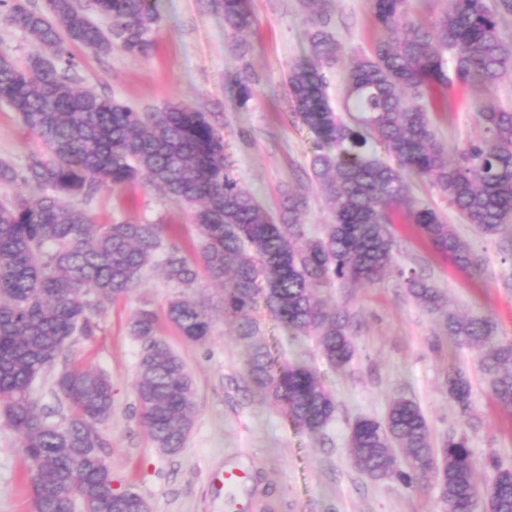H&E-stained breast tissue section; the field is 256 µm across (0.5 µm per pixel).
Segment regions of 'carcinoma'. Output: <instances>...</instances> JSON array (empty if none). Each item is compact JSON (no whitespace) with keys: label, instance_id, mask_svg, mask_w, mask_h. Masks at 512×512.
Wrapping results in <instances>:
<instances>
[{"label":"carcinoma","instance_id":"cac0c4a2","mask_svg":"<svg viewBox=\"0 0 512 512\" xmlns=\"http://www.w3.org/2000/svg\"><path fill=\"white\" fill-rule=\"evenodd\" d=\"M301 0L309 61L287 74L295 115L315 134L313 179L332 216L318 236L298 221L305 199L282 197L279 211L264 208L230 172L219 116L182 102L157 112L72 86L74 58L67 45L99 55L119 49L138 58L150 53L160 17L151 0H46L43 11L26 0H0V17L30 36L46 55L18 65L0 54V101L22 124L39 132L48 153L34 155L23 172L0 161V181L18 179L42 189L26 198L0 200V416L21 437L30 465L32 512H112V473L103 467L112 419V385L101 372L70 363L72 341L94 335L98 301L137 288L144 271L159 263L178 288H191L198 270L176 247L164 249L157 224H97L76 200L104 186L140 180L160 188L191 213L204 271L225 283L222 309L247 314L259 303L291 330L314 338L336 369L355 353L349 320L316 299L332 280L374 282L396 269L393 210L407 203L410 175L428 179L468 223L488 238L512 245V110L476 107L481 135L448 159L436 137L426 102L457 85L491 91L512 80V41L500 19L512 0H450L428 24L410 12V0H371L385 33L344 77V95L333 106L326 71L339 60L325 3ZM224 28L237 33L252 22L249 0H220ZM108 20L100 26L94 16ZM239 107L253 99V83L234 81ZM380 146L394 159L375 153ZM419 233L463 269L480 270L469 243L430 208L411 207ZM407 294L429 312L442 313L448 336L481 348L477 363L496 402L512 411V340L498 336L487 316H459L425 279L405 280ZM167 319L193 343L211 336L214 318L203 304L178 293ZM156 315L141 309L130 321L143 344L136 394L139 417L157 448L183 446L195 417L191 375L156 337ZM252 320L240 325L249 342L251 384L283 407L300 429L316 432L332 420L336 404L315 370L279 362L258 343ZM54 386L69 415L34 398V383L57 364ZM448 398L471 408L468 377L448 367ZM351 461L374 478L397 475L410 482L432 476L438 512H512V480L474 478L465 436L433 446L431 431L412 400L394 399L382 419L359 418L349 432Z\"/></svg>","mask_w":512,"mask_h":512}]
</instances>
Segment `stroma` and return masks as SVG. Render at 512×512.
<instances>
[{
	"mask_svg": "<svg viewBox=\"0 0 512 512\" xmlns=\"http://www.w3.org/2000/svg\"><path fill=\"white\" fill-rule=\"evenodd\" d=\"M152 3L161 21L151 53L133 58L118 49L96 55L72 47L75 87L145 112L180 101L223 113L224 154L234 175L273 211L283 191L302 194L304 228L318 234L330 215L310 170L316 137L294 115L285 83L289 67L307 55L299 0H251L252 23L239 36L225 31L218 0ZM330 29L341 47V60L328 73V94L335 101L351 60L369 53L383 33L371 0H337ZM243 70L255 84L249 107L241 109L226 80ZM448 99L433 122L440 142L455 150L480 133L476 104L512 108V81L490 94L477 85H457ZM45 151L40 135L0 104V160L20 168ZM409 184L416 204L438 211L470 244L483 263L481 272L453 265L401 208L392 216L397 272L370 284L335 280L318 292L325 305L344 311L350 321L355 355L345 370H336L310 338L295 334L265 308L249 314L276 359L314 368L334 395L335 416L320 432L296 428L250 384V348L238 337L237 319L219 312L224 290L207 276L187 291L217 309L213 333L202 344L185 340L167 321L176 288L161 267L149 269L127 297L102 302L94 336L77 338L71 350L75 364L106 374L112 383V418L103 431L110 443L106 462L113 490L134 488L151 512H437L430 477L410 484L395 475L376 479L350 461L353 422L384 418L401 396L419 405L434 442L466 435L479 482L489 481L493 465L512 467V412L494 401L477 368L476 349L448 339L437 315L419 307L405 288L406 275L420 276L440 289L449 309L493 318L499 335L512 339V256L467 223L428 180L414 176ZM87 211L99 224L160 225L165 246L198 257L189 211L152 185L101 188ZM144 308L156 314L159 337L186 364L194 384V424L173 454L156 447L138 415L135 380L143 346L128 325ZM452 366L472 383L470 412L449 401L443 387ZM28 470L18 434L0 421V512H30Z\"/></svg>",
	"mask_w": 512,
	"mask_h": 512,
	"instance_id": "1",
	"label": "stroma"
}]
</instances>
